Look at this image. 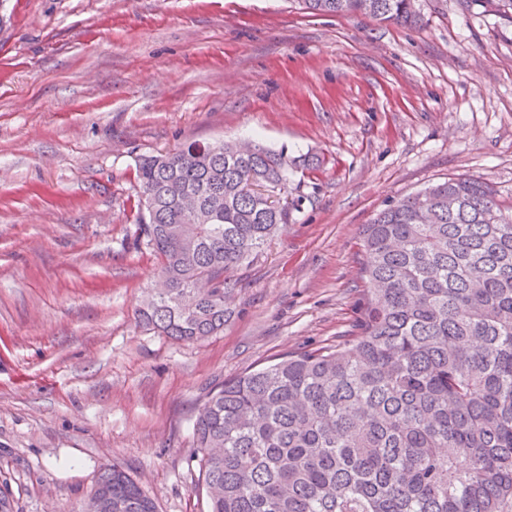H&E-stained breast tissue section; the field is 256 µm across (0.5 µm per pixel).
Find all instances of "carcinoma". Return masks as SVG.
<instances>
[{
    "label": "carcinoma",
    "instance_id": "carcinoma-1",
    "mask_svg": "<svg viewBox=\"0 0 512 512\" xmlns=\"http://www.w3.org/2000/svg\"><path fill=\"white\" fill-rule=\"evenodd\" d=\"M311 15L412 26L420 0H297ZM490 4L512 18V0ZM262 145L190 144L138 161V229L162 294L139 322L194 343L224 329L238 271L288 223V169ZM460 199L448 209V195ZM359 334L286 353L209 393L193 422L208 512H512V209L449 177L362 225ZM83 512H157L125 471L101 472Z\"/></svg>",
    "mask_w": 512,
    "mask_h": 512
}]
</instances>
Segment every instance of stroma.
Returning a JSON list of instances; mask_svg holds the SVG:
<instances>
[{"label":"stroma","mask_w":512,"mask_h":512,"mask_svg":"<svg viewBox=\"0 0 512 512\" xmlns=\"http://www.w3.org/2000/svg\"><path fill=\"white\" fill-rule=\"evenodd\" d=\"M254 142L320 167L247 269L222 333L178 343L136 311L140 157ZM464 175L512 205V24L457 0L422 23L294 0H6L0 11V492L81 512L104 469L157 512H208L192 422L224 381L358 333L361 227Z\"/></svg>","instance_id":"1"}]
</instances>
